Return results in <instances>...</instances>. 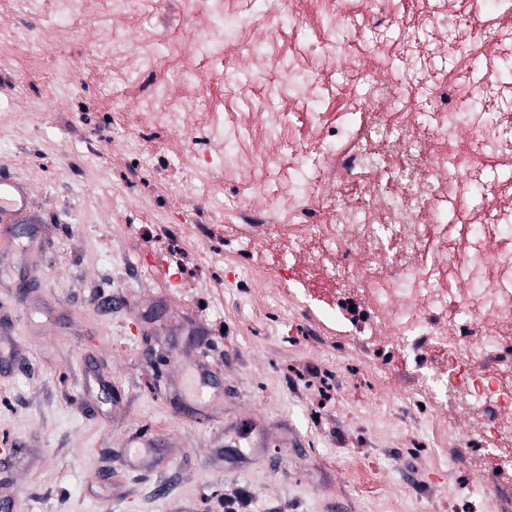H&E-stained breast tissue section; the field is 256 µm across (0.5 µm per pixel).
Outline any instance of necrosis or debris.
<instances>
[{"label":"necrosis or debris","instance_id":"4bbe7bcc","mask_svg":"<svg viewBox=\"0 0 512 512\" xmlns=\"http://www.w3.org/2000/svg\"><path fill=\"white\" fill-rule=\"evenodd\" d=\"M5 23L59 84L47 50L89 28L139 131L114 154L181 217L155 237L220 261L232 235L249 323L297 304L337 356L399 364L421 444L483 453L472 487L512 501V0H0Z\"/></svg>","mask_w":512,"mask_h":512}]
</instances>
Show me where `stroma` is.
<instances>
[{"label":"stroma","instance_id":"1","mask_svg":"<svg viewBox=\"0 0 512 512\" xmlns=\"http://www.w3.org/2000/svg\"><path fill=\"white\" fill-rule=\"evenodd\" d=\"M74 78L49 91L41 62L0 31V105L26 89L24 124L0 118V173L23 205L0 214V512H499L466 471L403 451L367 366L331 368L285 321L242 324L217 265L171 244L141 268L111 243L113 192L152 181L112 156L86 34L67 33ZM77 129L50 125L45 103ZM362 455L386 497L364 499Z\"/></svg>","mask_w":512,"mask_h":512}]
</instances>
